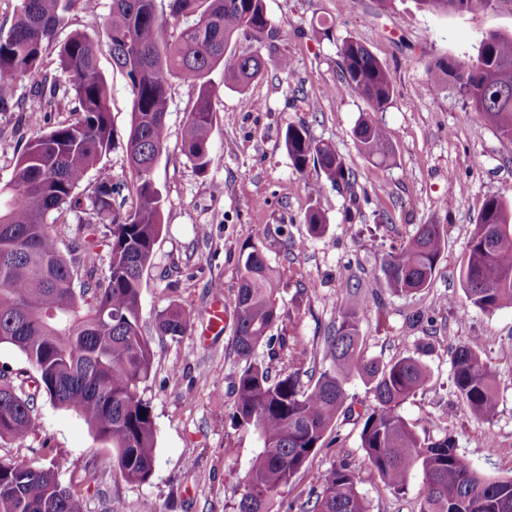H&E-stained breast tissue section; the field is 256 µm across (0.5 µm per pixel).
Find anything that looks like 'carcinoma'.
Wrapping results in <instances>:
<instances>
[{
  "mask_svg": "<svg viewBox=\"0 0 512 512\" xmlns=\"http://www.w3.org/2000/svg\"><path fill=\"white\" fill-rule=\"evenodd\" d=\"M512 0H416L432 13L497 10ZM112 0L102 18L113 65L131 91V127L126 141L131 180L115 181L102 160L114 141L111 91L98 68L99 43L78 30L64 41L59 35L70 14H94L92 0H20L15 23L0 32V111L18 109L23 127L42 133L19 141L11 180L0 185V344L17 348L34 370H0V440L36 431V394L75 411L97 441L112 448V460L130 483H144L155 469L156 429L151 408L139 390L151 376L154 350L140 324L144 271L152 264L162 232V197L153 177L168 133L170 81L181 78L195 88L187 115L184 151L204 172L218 164L210 138L216 87L208 76L217 68L224 86L245 89L266 67L261 48H276L279 28L267 15L265 0ZM181 22L176 38L169 21ZM257 43L239 54L240 38ZM58 47L57 64L68 74L60 89L43 77L34 94L18 102L16 84L40 72L44 54ZM341 72L351 92L368 105L354 129L360 149L386 159L390 142L374 115L393 96L388 71L362 44L340 46ZM439 86L453 88L473 112L502 138L512 141V35H482L476 58L439 60ZM57 112L71 119L54 123ZM285 147L294 167L320 170L336 187L349 189L355 176L331 146L314 141L304 122L288 126ZM97 170L89 192L78 188ZM71 215L78 224L70 252L86 271L74 287V269L48 224L52 214ZM308 232L325 231L316 207L305 216ZM107 229L108 273L96 277L99 260L92 235ZM496 239L491 250L484 240ZM445 249L439 224H420L402 246L387 255L381 272L388 288L413 294L430 287ZM234 297L231 346L243 362L234 385V419L255 429L262 442L244 477L238 512H279L278 496L321 447L327 433L346 414L349 382L369 385L374 406L361 416L365 461L396 494L407 490L413 471L422 474L419 512H512V477L489 478L459 452L455 436L423 438L401 414V406L430 381L427 366L415 355L387 362L367 359L361 351L364 302L355 298L323 337L326 365L301 381V359L288 355L280 337L272 346L271 329L281 318L279 272L254 248L241 258ZM466 303L482 312L512 305V202L498 195L485 199L460 260ZM190 313L170 305L156 316L161 336L183 335ZM269 347L267 358L256 350ZM452 381L471 416L489 422L497 414L499 393L494 369L478 346L464 342L452 351ZM0 512H82L78 491L57 477V462L41 467L0 461ZM284 512H368L357 488L355 468L347 461L320 476V491L306 502H291Z\"/></svg>",
  "mask_w": 512,
  "mask_h": 512,
  "instance_id": "1",
  "label": "carcinoma"
}]
</instances>
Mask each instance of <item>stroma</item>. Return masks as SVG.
<instances>
[{
    "mask_svg": "<svg viewBox=\"0 0 512 512\" xmlns=\"http://www.w3.org/2000/svg\"><path fill=\"white\" fill-rule=\"evenodd\" d=\"M280 28L279 52L288 72L268 67L238 92L211 74L219 92L211 134L218 166L198 171L183 151L182 127L195 94L171 82L168 136L153 170L163 200V228L151 267L143 275L141 326L155 352L140 396L148 402L157 437L156 464L144 483L125 481L111 449L96 442L75 412L39 398L34 434L0 442V460L38 467L45 448L60 457L58 477L75 488L83 512H235L243 479L260 451L257 433L232 423L233 385L242 368L230 350L234 294L243 252L257 247L281 275V318L272 336L286 337L304 363L323 357V338L351 293L364 297L362 351L367 358L418 353L431 373L425 389L401 408L423 437L455 435L460 453L491 477H512V305L459 314V262L487 196L512 200V142L476 118L455 90L437 87L434 60L475 58L483 33L512 34V9L465 15L433 14L415 0H265ZM364 45L390 73L394 93L379 119L390 141L386 162L359 149L355 125L364 101L342 81L343 40ZM99 69L111 89L116 147L105 157L117 179L130 174L123 145L131 124L125 77L101 52ZM305 122L356 175L353 192L339 191L314 168L298 171L284 146L289 125ZM320 183L318 195L309 186ZM326 218L323 235L310 236L308 208ZM440 224L445 250L431 286L411 295L388 288L384 256L418 225ZM224 290V329L203 335L211 292ZM172 304L191 313L184 335L159 337L156 314ZM471 341L496 371L498 411L473 421L455 396L451 352ZM361 424L350 419L329 432L284 501L306 500L327 469L348 458L370 512H419L420 472L406 493L387 488L364 464Z\"/></svg>",
    "mask_w": 512,
    "mask_h": 512,
    "instance_id": "35a3bbf8",
    "label": "stroma"
}]
</instances>
